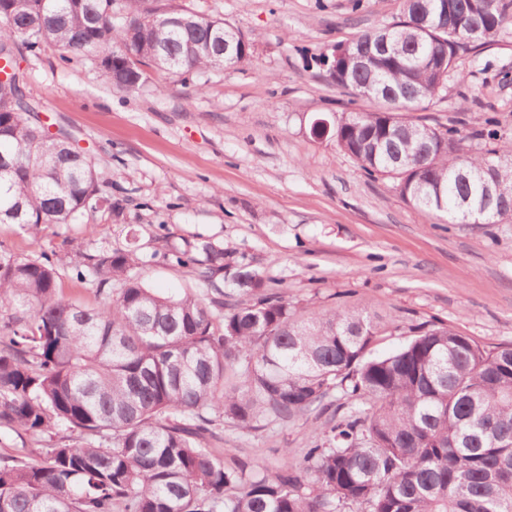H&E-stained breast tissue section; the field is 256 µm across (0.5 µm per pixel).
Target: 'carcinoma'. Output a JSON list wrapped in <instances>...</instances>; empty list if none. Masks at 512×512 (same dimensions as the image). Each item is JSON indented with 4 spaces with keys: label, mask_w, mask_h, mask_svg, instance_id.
Masks as SVG:
<instances>
[{
    "label": "carcinoma",
    "mask_w": 512,
    "mask_h": 512,
    "mask_svg": "<svg viewBox=\"0 0 512 512\" xmlns=\"http://www.w3.org/2000/svg\"><path fill=\"white\" fill-rule=\"evenodd\" d=\"M512 27V0H402L397 20L353 39L337 88L375 104L343 112L330 138L407 204L450 224L512 223V150L466 151L465 137L408 121L459 75V51ZM246 49L224 62V39ZM56 46L132 92L147 70L237 66L252 44L221 18L158 0H0V59ZM0 224L35 231L120 202L71 136L52 134L19 72L0 82ZM495 184L507 194L483 191ZM213 284L164 296L138 249L70 255L96 307L64 298L57 254L0 243V431L58 428L79 440L0 463V512H512V344L487 350L446 325L386 355L366 311L300 317L244 258L203 237L154 251ZM224 276L225 289L214 285ZM300 457L258 471L213 443L320 413Z\"/></svg>",
    "instance_id": "1"
}]
</instances>
